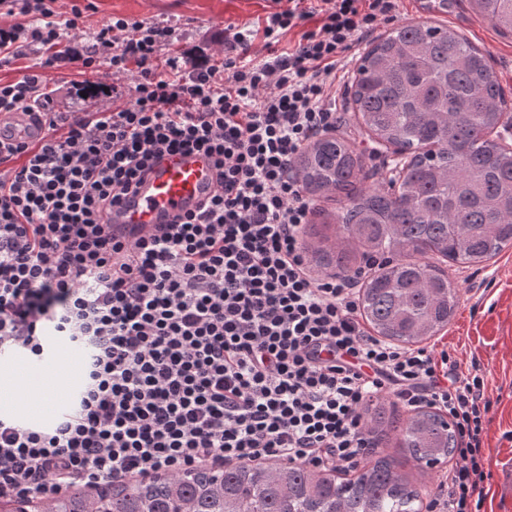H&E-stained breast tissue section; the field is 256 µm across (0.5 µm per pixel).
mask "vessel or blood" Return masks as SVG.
Segmentation results:
<instances>
[{"label": "vessel or blood", "instance_id": "b4317fda", "mask_svg": "<svg viewBox=\"0 0 512 512\" xmlns=\"http://www.w3.org/2000/svg\"><path fill=\"white\" fill-rule=\"evenodd\" d=\"M43 126L26 112L0 115V133L9 132L33 141ZM216 189V176L207 157L177 153L159 160L135 192L129 193L105 215V223L122 240L132 241L159 224H171L195 212Z\"/></svg>", "mask_w": 512, "mask_h": 512}]
</instances>
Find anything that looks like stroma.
Here are the masks:
<instances>
[{"label": "stroma", "mask_w": 512, "mask_h": 512, "mask_svg": "<svg viewBox=\"0 0 512 512\" xmlns=\"http://www.w3.org/2000/svg\"><path fill=\"white\" fill-rule=\"evenodd\" d=\"M75 5L83 10L84 32L71 38L73 50H83L90 42V32L102 21L120 17L173 28V41L159 52L162 61L185 52L221 59L224 40L230 33L246 25L263 28L273 10L271 0H57L55 7L66 15ZM420 17L436 26L454 28L488 53L505 96L512 102V34H499L473 11L469 0H448V9L442 13L435 11L432 0H400L393 21L378 24L375 33L383 35L391 27ZM94 80L93 74L63 68L51 73L44 93L54 111L80 115L94 112L100 99L126 101L135 77L124 76L114 88L94 87ZM342 113L338 132L365 152L369 176L362 182V189L388 187L394 159L391 150L371 141L358 125L350 103H343ZM448 273L458 291V308L448 326L429 337L428 342L454 350L461 370H468L474 359L481 364L492 401L485 439L492 477L481 487L483 512H512V491L506 487L512 479V247L485 262L451 267ZM484 281L489 284L488 290L476 291V284ZM387 407L395 425L385 440L377 443L376 456L394 460L397 471L422 495L433 493L438 485L437 470L416 467L398 446L399 426L409 418V411L392 398Z\"/></svg>", "instance_id": "stroma-1"}]
</instances>
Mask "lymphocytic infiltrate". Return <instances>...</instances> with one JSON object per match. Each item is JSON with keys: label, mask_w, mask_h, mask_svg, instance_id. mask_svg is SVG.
I'll list each match as a JSON object with an SVG mask.
<instances>
[{"label": "lymphocytic infiltrate", "mask_w": 512, "mask_h": 512, "mask_svg": "<svg viewBox=\"0 0 512 512\" xmlns=\"http://www.w3.org/2000/svg\"><path fill=\"white\" fill-rule=\"evenodd\" d=\"M55 0H0V66L33 47L41 59L0 84V113L44 112L41 141L0 140V351L44 352L53 332L86 353L75 406L51 429L0 417V497L59 493L212 459L276 455L346 469L372 442L368 399L442 412L456 433L453 463L429 512H482L491 400L479 362L460 373L448 352L372 336L349 276H312L302 232L312 212L293 163L333 130L336 78L347 53L398 0H288L263 27L224 42V63L188 54L170 74L154 61L171 27L118 18L83 54H56L83 14ZM29 23L15 22V14ZM301 29L288 50L277 45ZM136 69L131 100L84 117L45 111L60 64ZM206 155L218 189L203 208L132 242L104 213L160 157Z\"/></svg>", "instance_id": "obj_1"}]
</instances>
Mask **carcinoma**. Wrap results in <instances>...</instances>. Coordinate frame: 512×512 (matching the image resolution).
<instances>
[{"label":"carcinoma","instance_id":"carcinoma-1","mask_svg":"<svg viewBox=\"0 0 512 512\" xmlns=\"http://www.w3.org/2000/svg\"><path fill=\"white\" fill-rule=\"evenodd\" d=\"M501 34L512 33V0H471ZM352 110L378 145L407 154L391 191H363L362 153L342 134L316 139L296 160L307 193L342 206L334 214L340 237L362 254L390 249L395 259L365 280L361 316L390 341L416 344L448 326L458 307L448 272L425 260L438 254L470 266L512 247V150L490 138L512 112L488 58L450 28L391 29L359 59ZM312 260L351 269L341 252L320 245ZM363 414L376 436L392 424L382 398ZM399 445L415 461L445 464L456 447L448 421L431 410L414 412ZM215 478L194 469L136 488L112 489L98 512H422L421 493L381 457L357 476L337 481L331 470L285 467L272 474L241 464Z\"/></svg>","mask_w":512,"mask_h":512}]
</instances>
